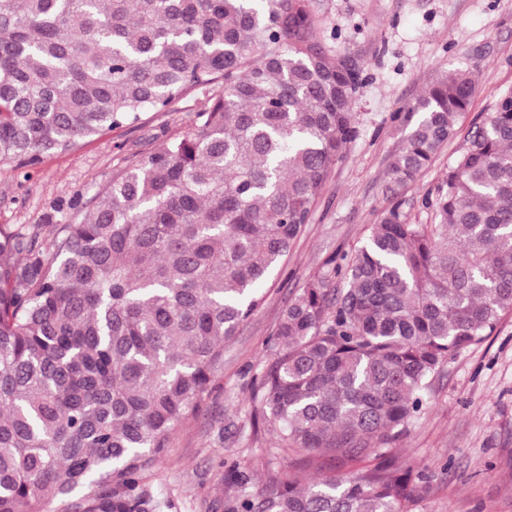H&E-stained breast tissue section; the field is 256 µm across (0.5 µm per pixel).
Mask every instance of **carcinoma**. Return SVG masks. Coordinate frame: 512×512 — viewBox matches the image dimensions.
<instances>
[{
	"instance_id": "carcinoma-1",
	"label": "carcinoma",
	"mask_w": 512,
	"mask_h": 512,
	"mask_svg": "<svg viewBox=\"0 0 512 512\" xmlns=\"http://www.w3.org/2000/svg\"><path fill=\"white\" fill-rule=\"evenodd\" d=\"M359 88L309 0H0V165L212 93L69 223L0 226V512L168 508L147 477L358 136ZM474 92L466 71L424 91L396 179L430 164ZM423 205L433 223L394 204L305 284L254 392L279 448L347 471L275 479L233 512H407L415 477L392 443L448 358L512 313V93Z\"/></svg>"
}]
</instances>
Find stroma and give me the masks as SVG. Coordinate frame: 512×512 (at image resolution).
I'll return each instance as SVG.
<instances>
[{"label":"stroma","mask_w":512,"mask_h":512,"mask_svg":"<svg viewBox=\"0 0 512 512\" xmlns=\"http://www.w3.org/2000/svg\"><path fill=\"white\" fill-rule=\"evenodd\" d=\"M325 42L359 68L353 110L359 136L333 167L309 224L257 311L224 345V362L199 412L171 436L153 488L169 512H228L288 463L273 456L275 434L256 421L251 394L271 355L282 311L331 256L354 253L394 203L410 222L426 224L422 205L448 164L466 150L476 126L512 91V0H310ZM468 71L476 89L455 134L431 165L397 181L389 163L417 115L403 116L432 83ZM207 95L192 93L167 112H147L38 164L0 165V226L50 230L134 159L191 128ZM397 463L417 474L410 512H512V315L485 342L449 359L431 382V402L394 443ZM250 474L230 480L228 470Z\"/></svg>","instance_id":"1"}]
</instances>
